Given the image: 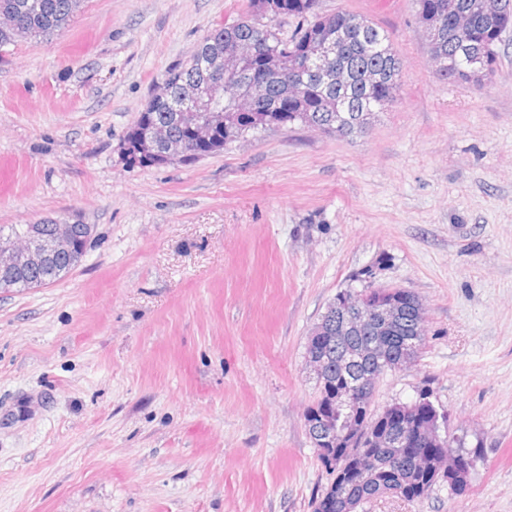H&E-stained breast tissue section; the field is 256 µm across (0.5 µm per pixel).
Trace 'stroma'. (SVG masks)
Returning <instances> with one entry per match:
<instances>
[{
  "mask_svg": "<svg viewBox=\"0 0 512 512\" xmlns=\"http://www.w3.org/2000/svg\"><path fill=\"white\" fill-rule=\"evenodd\" d=\"M245 5L85 0L0 49V225L93 228L65 278L0 291V512H313L332 477L307 342L369 285L417 296L426 329L372 411L429 389L478 458L462 492L360 512H512V30L477 87L436 72L413 0H318L402 60L368 133L286 126L128 164L166 73Z\"/></svg>",
  "mask_w": 512,
  "mask_h": 512,
  "instance_id": "35a3bbf8",
  "label": "stroma"
}]
</instances>
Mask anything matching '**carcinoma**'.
I'll list each match as a JSON object with an SVG mask.
<instances>
[{"label":"carcinoma","mask_w":512,"mask_h":512,"mask_svg":"<svg viewBox=\"0 0 512 512\" xmlns=\"http://www.w3.org/2000/svg\"><path fill=\"white\" fill-rule=\"evenodd\" d=\"M275 2L280 18H296L294 34L285 39L280 34V23L263 22L252 8L259 0H248L247 7L239 18L212 30L198 43V56L179 68L167 73L163 80V93L153 97L146 108L139 113L134 125L127 133L125 145L133 148L141 135V130L151 124L167 126L173 138H190V134L173 120L174 112L183 104V87L199 81H211L219 84V95L227 112L228 131L220 133L213 146L199 151L206 156L224 151V146L240 136L257 130L285 125L307 126L311 123L336 125V120L349 119L364 115L367 120L358 127L341 129L343 135L353 137L364 133L369 127V120L374 115L396 101L402 62L394 52L387 34L376 24L360 15L340 11L336 14L321 15L315 12L316 0H267ZM475 0H415L416 15L423 21L437 10L444 15V35L428 42L432 56H442L447 60V67L439 72L445 79L465 83L481 84L492 77L495 71L497 52L503 31L496 21L474 17L472 28L463 35L451 29L454 13L472 10ZM84 0H0V12L14 16L16 27L0 30V49L27 38L33 32L38 36L66 28L75 15L82 9ZM329 38L335 41L336 53L333 64L348 74V80L341 85L326 86L312 74L304 70L309 59V44L315 37ZM237 42L248 44L258 52L278 48L289 61L302 71L306 82L300 96L288 102V75L271 77L268 80V98L270 103H285V107L274 112H239L224 97V89H232L231 84L205 69L209 58L224 53V44ZM373 72L381 77V82L369 87L362 83L360 76L364 72ZM56 221L50 217L33 224L0 225V237L16 231L35 230L40 238L50 237L55 230ZM71 235L76 249L68 253L50 256L40 266L26 269L12 275V287L34 288L55 283L66 277L79 263L80 256L87 242L91 240L92 226L80 222L70 225ZM403 305L399 320L392 327L386 343L388 359L391 362L404 357L406 339L417 337L425 340L422 304L408 291H402ZM328 306L317 326L320 335L327 337L322 343L309 337L307 355H320L325 360V374L317 379L320 395L326 396L344 386L347 377L363 376L377 369L371 359L358 361L350 370L336 368V302ZM331 422L335 431L342 430L346 411L334 412L321 406L308 410L305 420L310 422L318 417ZM384 417L401 423L405 430L425 448L428 442L425 434L438 423L447 424L445 415L438 412L429 400L428 393L418 394L412 403H398L387 407L382 412ZM352 451L375 463L393 456L394 448H378L376 445L362 441L355 443ZM444 455L448 468L443 475L416 473L414 478L417 493L427 496L439 480L448 482L449 489L462 491L466 486V475L456 472L463 450L451 437H445L444 445L439 449ZM321 461L334 478L320 497L316 498L313 512H357L367 500L389 493L390 487L366 484L344 490L341 488L343 475L337 465H332L326 458Z\"/></svg>","instance_id":"obj_1"}]
</instances>
